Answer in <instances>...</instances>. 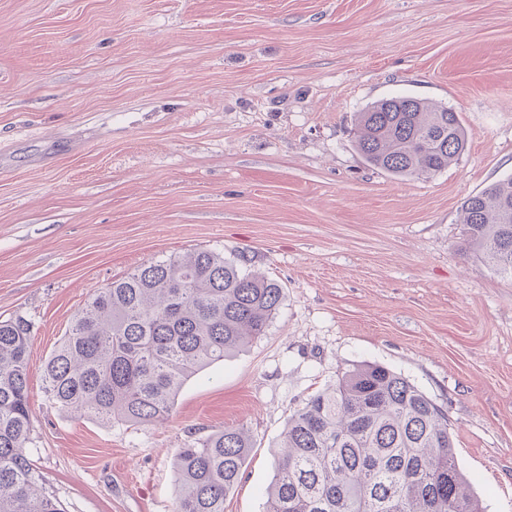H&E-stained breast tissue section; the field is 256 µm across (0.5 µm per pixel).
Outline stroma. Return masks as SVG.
<instances>
[{
  "mask_svg": "<svg viewBox=\"0 0 512 512\" xmlns=\"http://www.w3.org/2000/svg\"><path fill=\"white\" fill-rule=\"evenodd\" d=\"M397 93L458 112L448 169L362 161L357 114ZM510 175L512 0H0V319L33 324L45 487L65 512H172L178 449L243 427L224 512H263L289 416L379 363L443 409L483 512H512V278L460 222ZM194 249L281 285L266 335L160 423L52 405L45 361L91 294Z\"/></svg>",
  "mask_w": 512,
  "mask_h": 512,
  "instance_id": "obj_1",
  "label": "stroma"
}]
</instances>
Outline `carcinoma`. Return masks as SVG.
Segmentation results:
<instances>
[{
  "label": "carcinoma",
  "mask_w": 512,
  "mask_h": 512,
  "mask_svg": "<svg viewBox=\"0 0 512 512\" xmlns=\"http://www.w3.org/2000/svg\"><path fill=\"white\" fill-rule=\"evenodd\" d=\"M355 147L394 177H430L464 153L466 133L453 109L396 95L359 113ZM461 211L466 248L512 278V176ZM282 297L214 250L143 263L75 314L47 361V396L107 425L163 421L186 381L266 335ZM32 328L0 320V512H64L27 452ZM251 448L246 429L226 428L179 449L173 512H224ZM265 496V512H482L444 411L378 364L345 370L288 418Z\"/></svg>",
  "instance_id": "1"
}]
</instances>
